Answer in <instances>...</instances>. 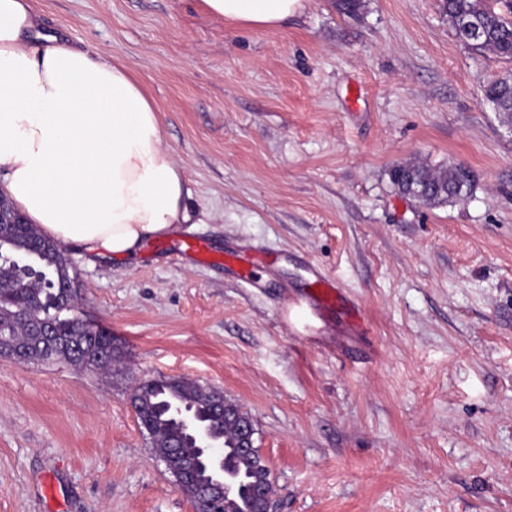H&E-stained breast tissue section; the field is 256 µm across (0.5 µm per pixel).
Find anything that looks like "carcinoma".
Returning a JSON list of instances; mask_svg holds the SVG:
<instances>
[{"label": "carcinoma", "instance_id": "obj_1", "mask_svg": "<svg viewBox=\"0 0 512 512\" xmlns=\"http://www.w3.org/2000/svg\"><path fill=\"white\" fill-rule=\"evenodd\" d=\"M505 11H486V0H443V10L455 36L480 53L512 59V0H497ZM366 0H336L337 12L360 19ZM478 16L483 31L478 37L466 35L459 27L464 17ZM486 102L501 124L512 127V74L490 82ZM395 190L429 206L458 201L470 186L469 171L461 164L432 167L418 161L394 164L389 171ZM76 277L64 247L42 236L32 224L0 226V347L26 337L43 323L51 325L58 343L33 350L28 358L42 363L67 362L88 366L85 358L71 352L66 344L85 338L88 352L98 354L112 371L123 352L112 332L79 316L75 295ZM139 421L149 426L152 447L159 455L172 451L186 434L170 415V404L190 408L205 421L211 420V398L201 386L183 378L153 377L140 381ZM223 444L224 457L238 475V488L230 494L228 508L251 512L250 475L261 466L259 457H242L237 449L236 424L227 422L214 430Z\"/></svg>", "mask_w": 512, "mask_h": 512}]
</instances>
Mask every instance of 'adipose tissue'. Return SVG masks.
Returning a JSON list of instances; mask_svg holds the SVG:
<instances>
[{
    "label": "adipose tissue",
    "mask_w": 512,
    "mask_h": 512,
    "mask_svg": "<svg viewBox=\"0 0 512 512\" xmlns=\"http://www.w3.org/2000/svg\"><path fill=\"white\" fill-rule=\"evenodd\" d=\"M224 20L274 28L307 0H203ZM183 168L157 109L107 55L42 35L29 0H0V194L87 257L135 256L186 224Z\"/></svg>",
    "instance_id": "adipose-tissue-1"
}]
</instances>
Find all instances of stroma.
<instances>
[{
  "instance_id": "stroma-1",
  "label": "stroma",
  "mask_w": 512,
  "mask_h": 512,
  "mask_svg": "<svg viewBox=\"0 0 512 512\" xmlns=\"http://www.w3.org/2000/svg\"><path fill=\"white\" fill-rule=\"evenodd\" d=\"M43 32L114 56L159 111L216 250L280 260L258 288L171 252H66L108 374L0 358V512H193L129 402L140 377L251 415L277 512H512V129L483 100L512 60L459 42L441 0H335L272 29L202 0H31ZM467 167L428 207L398 162ZM365 315L287 316L307 265Z\"/></svg>"
}]
</instances>
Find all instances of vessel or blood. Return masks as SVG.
Returning a JSON list of instances; mask_svg holds the SVG:
<instances>
[{"label":"vessel or blood","mask_w":512,"mask_h":512,"mask_svg":"<svg viewBox=\"0 0 512 512\" xmlns=\"http://www.w3.org/2000/svg\"><path fill=\"white\" fill-rule=\"evenodd\" d=\"M177 254L197 262L218 264L236 275L241 282L254 284V274L262 267H271L275 258L268 253H256L240 249H229L223 255H213L206 238L183 236L175 244ZM303 281L299 310H315L326 317L340 316L345 324L356 331H363L365 317L358 306L343 292L335 278L316 267H308Z\"/></svg>","instance_id":"obj_1"}]
</instances>
